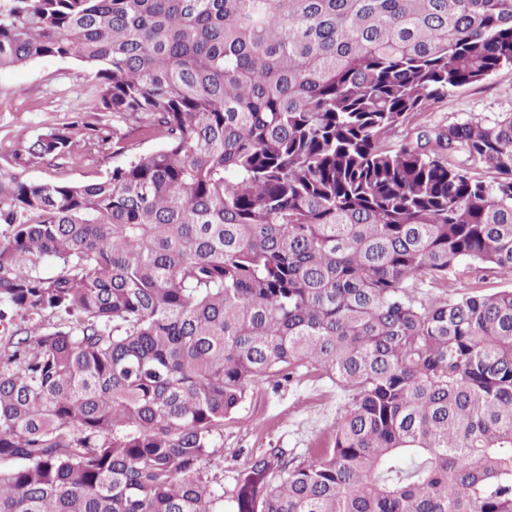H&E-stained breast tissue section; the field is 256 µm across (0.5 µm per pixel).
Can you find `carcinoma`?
Listing matches in <instances>:
<instances>
[{
	"mask_svg": "<svg viewBox=\"0 0 512 512\" xmlns=\"http://www.w3.org/2000/svg\"><path fill=\"white\" fill-rule=\"evenodd\" d=\"M48 56L97 108L0 156V512H512V288L414 294L512 280V116L386 143L512 68V0H0V68ZM303 368L348 393L331 438L210 484ZM129 154L122 157H113L112 149H99L81 154L73 162L64 166L54 167L39 162L33 164L28 170V177L32 180L47 183L61 182H92L112 171V167L126 160ZM448 295L461 296L468 294L476 288L493 291L498 288H510V283L501 280L489 269L479 268L474 264H462L457 280L451 281Z\"/></svg>",
	"mask_w": 512,
	"mask_h": 512,
	"instance_id": "1",
	"label": "carcinoma"
}]
</instances>
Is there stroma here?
Returning a JSON list of instances; mask_svg holds the SVG:
<instances>
[{
    "mask_svg": "<svg viewBox=\"0 0 512 512\" xmlns=\"http://www.w3.org/2000/svg\"><path fill=\"white\" fill-rule=\"evenodd\" d=\"M96 107L91 71L77 60L44 57L2 68L0 153L9 152L16 140H30L60 126L72 113ZM511 115L512 70L503 69L480 83L449 91L442 101L396 128L389 141L397 145L423 129L474 118L494 122ZM116 162L111 149L103 148L60 167L33 164L28 176L47 183L92 182ZM346 400V393L322 370L253 383L243 406L216 438L220 465L208 468V477L229 489L252 456L272 448L299 455L320 445L331 434Z\"/></svg>",
    "mask_w": 512,
    "mask_h": 512,
    "instance_id": "stroma-1",
    "label": "stroma"
}]
</instances>
